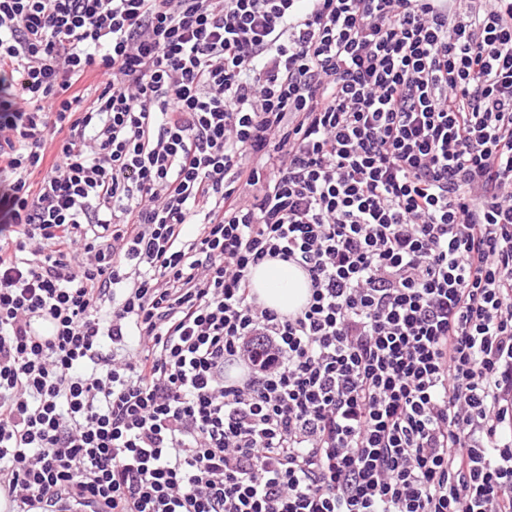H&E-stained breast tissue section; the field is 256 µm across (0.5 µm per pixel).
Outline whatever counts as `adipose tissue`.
<instances>
[{
  "instance_id": "adipose-tissue-1",
  "label": "adipose tissue",
  "mask_w": 512,
  "mask_h": 512,
  "mask_svg": "<svg viewBox=\"0 0 512 512\" xmlns=\"http://www.w3.org/2000/svg\"><path fill=\"white\" fill-rule=\"evenodd\" d=\"M251 286L265 307L282 314L300 310L310 296L306 274L279 260H266L253 267Z\"/></svg>"
}]
</instances>
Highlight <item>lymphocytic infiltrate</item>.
Wrapping results in <instances>:
<instances>
[{
  "label": "lymphocytic infiltrate",
  "instance_id": "lymphocytic-infiltrate-1",
  "mask_svg": "<svg viewBox=\"0 0 512 512\" xmlns=\"http://www.w3.org/2000/svg\"><path fill=\"white\" fill-rule=\"evenodd\" d=\"M0 75L6 512H512V0H0ZM251 286L265 307L282 314L300 310L310 296L306 274L279 260H265L253 267Z\"/></svg>",
  "mask_w": 512,
  "mask_h": 512
}]
</instances>
